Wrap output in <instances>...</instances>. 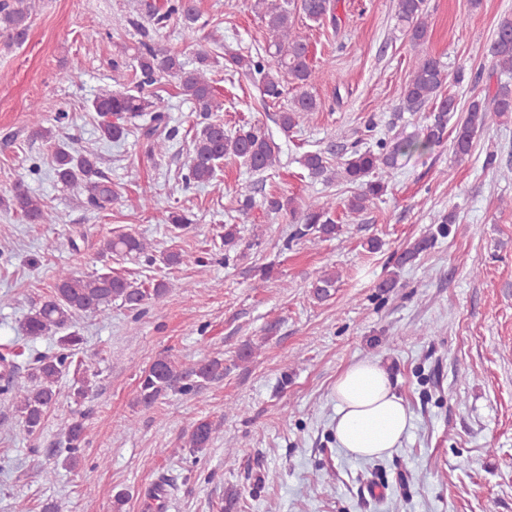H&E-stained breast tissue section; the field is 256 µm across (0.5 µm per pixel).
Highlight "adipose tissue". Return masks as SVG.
<instances>
[{"mask_svg":"<svg viewBox=\"0 0 512 512\" xmlns=\"http://www.w3.org/2000/svg\"><path fill=\"white\" fill-rule=\"evenodd\" d=\"M332 395L333 434L345 454L372 459L400 447L412 415L379 362L365 358L352 363L337 377Z\"/></svg>","mask_w":512,"mask_h":512,"instance_id":"1","label":"adipose tissue"}]
</instances>
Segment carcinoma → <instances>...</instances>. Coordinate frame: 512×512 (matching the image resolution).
<instances>
[{
	"instance_id": "cac0c4a2",
	"label": "carcinoma",
	"mask_w": 512,
	"mask_h": 512,
	"mask_svg": "<svg viewBox=\"0 0 512 512\" xmlns=\"http://www.w3.org/2000/svg\"><path fill=\"white\" fill-rule=\"evenodd\" d=\"M252 12L264 23L270 40L263 55L231 53L225 57L224 66L237 72L259 86L264 99L276 101L291 94L287 108L279 112L280 128L288 132L300 118L319 110L320 102L312 93L314 84L322 77L310 64V46L307 39L294 31L292 11H298L315 23L326 19L336 21L333 0H246ZM36 0H0V37L6 38V46L23 44L28 37ZM396 14L401 31L409 36L414 51V64L410 78L402 88L398 114L416 115L425 113L424 136L421 139H400L394 142L380 138L375 147L365 149L358 143L341 146L337 151L308 152L302 157V166L309 178L327 184L333 182L355 186V191L342 201L347 216L356 218L364 213L374 200L387 192L384 175L398 166L399 158L422 153L442 142L446 127L456 119L452 140V152L459 161L467 159L472 152L474 139L502 118L512 117V84L500 82L493 93L473 97L467 107L459 108L455 96L443 92L446 82L460 83L464 70L445 71L442 62L424 51L428 31L426 0H396ZM202 14L197 0H165L153 9L150 16L153 25L161 29L175 19L181 23L184 34L193 40L202 28ZM136 57L137 85L133 90L114 91L103 88L92 100L90 108L107 118L100 125L102 137L118 141L126 132V124L151 113L149 122L136 124L146 139L153 155L166 153L175 132L167 129L166 116L155 101L150 88L161 79L170 77L177 81L182 95L191 100L196 111L203 116L221 109L216 89L208 77L215 58L206 49L196 53L195 66L186 68L179 57L171 51L157 46L141 31ZM493 69L505 76L512 75V16L505 15L497 25L495 38L487 49ZM32 135L52 145L51 162L60 182L84 197V204L93 212L101 213L112 207L115 193L112 182L100 168L96 154L80 151L57 137L50 127L41 126ZM233 157L250 170L265 172L280 163V148L265 130L257 125H243L235 132L224 130L221 121L206 122L196 129L191 139L186 184H206L216 177L221 161ZM268 212L278 214L285 211L294 228L288 241L309 239L327 241L336 238L341 225L332 218L333 201H309L298 203L288 197L270 195L265 197ZM0 209L19 214L30 224H53L55 214L44 201L31 193L21 183L7 195L0 196ZM456 211L442 216L438 223L428 226L425 234L413 245L405 248L396 258V266L402 267L415 261L440 239L450 236L453 224L457 223ZM224 258L239 245L237 225H224ZM152 243L132 234H121L104 240L100 256L122 254L131 257L144 256L153 261L150 252ZM340 274L326 271L312 283L313 296L325 301L336 288ZM169 292V284L163 280L142 284L110 272L91 276H78L72 271L58 270L51 295L33 304L27 317V334L34 337L55 336L59 351L52 356L37 360L30 375V384L17 383L9 372L13 359L0 355V364L8 369L1 375L0 395L15 410L20 419V432L30 437L40 428L44 415L57 398V384L66 373L71 361L70 352L82 343L74 319L80 313L99 314L118 301L131 311H138L150 301L160 300ZM222 364L210 360L192 369H179L178 361L170 356H160L142 371L140 403L149 407L180 378L195 377L197 383L207 382L217 376ZM211 423L200 421L187 435L185 446L194 450L208 447L212 440ZM84 439L81 422L71 423L65 432L68 455L65 464L76 465L77 449Z\"/></svg>"
}]
</instances>
